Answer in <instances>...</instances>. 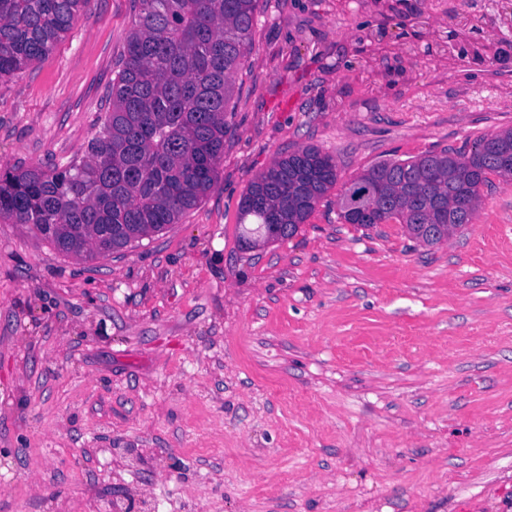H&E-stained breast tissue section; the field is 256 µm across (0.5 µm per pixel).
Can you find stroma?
<instances>
[{
  "mask_svg": "<svg viewBox=\"0 0 512 512\" xmlns=\"http://www.w3.org/2000/svg\"><path fill=\"white\" fill-rule=\"evenodd\" d=\"M505 0H258L224 161L177 224L94 260L0 223V512H512V186L436 244L338 217L253 247L278 156L338 180L512 128ZM460 17L482 33L449 45ZM133 0L0 82V165L81 159Z\"/></svg>",
  "mask_w": 512,
  "mask_h": 512,
  "instance_id": "stroma-1",
  "label": "stroma"
}]
</instances>
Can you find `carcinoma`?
<instances>
[{"label": "carcinoma", "mask_w": 512, "mask_h": 512, "mask_svg": "<svg viewBox=\"0 0 512 512\" xmlns=\"http://www.w3.org/2000/svg\"><path fill=\"white\" fill-rule=\"evenodd\" d=\"M90 0H0V81L51 52ZM112 79V110L81 162L0 167V223L29 224L58 251L105 258L176 224L213 189L234 75L248 62L256 0H134ZM512 180V129L446 150L386 159L342 186L340 218L395 222L437 243L471 221L480 187ZM334 158L306 147L275 160L242 197L244 242L285 239L336 186ZM280 225L270 236L267 225Z\"/></svg>", "instance_id": "1"}]
</instances>
